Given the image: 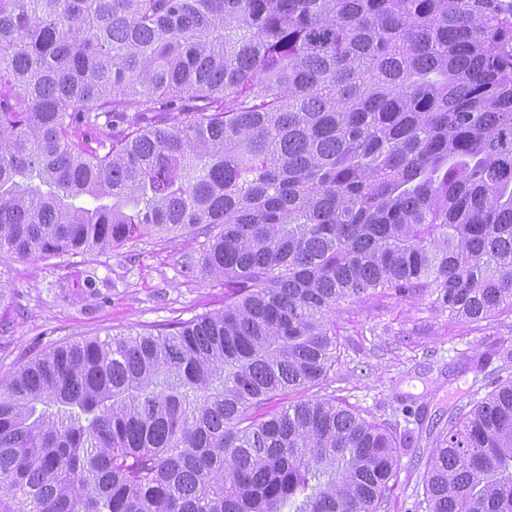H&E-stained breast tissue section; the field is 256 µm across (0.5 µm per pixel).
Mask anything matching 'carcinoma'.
Instances as JSON below:
<instances>
[{"mask_svg":"<svg viewBox=\"0 0 512 512\" xmlns=\"http://www.w3.org/2000/svg\"><path fill=\"white\" fill-rule=\"evenodd\" d=\"M185 234L224 308L0 380V512H380L397 436L286 399L371 290L512 311L500 0H0V256ZM423 490V512H512V381Z\"/></svg>","mask_w":512,"mask_h":512,"instance_id":"1","label":"carcinoma"}]
</instances>
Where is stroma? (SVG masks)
<instances>
[{"instance_id": "obj_1", "label": "stroma", "mask_w": 512, "mask_h": 512, "mask_svg": "<svg viewBox=\"0 0 512 512\" xmlns=\"http://www.w3.org/2000/svg\"><path fill=\"white\" fill-rule=\"evenodd\" d=\"M198 249L184 236L48 261L0 258V380L55 345L223 308L221 282L183 267ZM335 319L339 359L311 392L397 435L400 466L385 512H416L439 435L512 379V312L471 323L431 299L378 290L343 305Z\"/></svg>"}]
</instances>
